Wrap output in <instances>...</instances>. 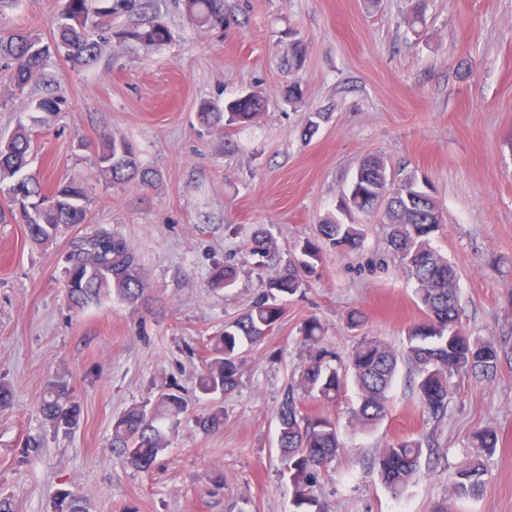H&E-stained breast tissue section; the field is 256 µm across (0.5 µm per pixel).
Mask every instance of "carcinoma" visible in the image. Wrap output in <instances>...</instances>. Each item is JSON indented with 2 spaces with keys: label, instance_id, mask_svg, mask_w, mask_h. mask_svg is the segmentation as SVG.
Segmentation results:
<instances>
[{
  "label": "carcinoma",
  "instance_id": "carcinoma-1",
  "mask_svg": "<svg viewBox=\"0 0 512 512\" xmlns=\"http://www.w3.org/2000/svg\"><path fill=\"white\" fill-rule=\"evenodd\" d=\"M101 2L67 0L50 44L34 31L0 32V64L9 71L16 91L22 93L41 79L45 58L52 48L76 65H94L104 47L95 34L108 29V18L114 14L140 16L135 26L116 32L120 40L146 47L168 41L167 26L151 15L152 0H107V6ZM183 2L190 21L201 27H224V0ZM264 108L265 101L252 93L245 99H228L222 108L204 106L198 119L223 130L253 121ZM30 150L31 141L23 132L0 139V185L8 183L7 193L11 194V203L0 208V223L22 224L27 238L43 244L53 241L61 227L87 222V196L82 187L65 181L57 183L51 195L44 194L41 180L34 174L23 173ZM98 164L114 184L136 181L148 186L155 177L153 171L142 166L129 141L111 135L103 137ZM384 172L386 166L381 158H364L351 181L353 185L359 184L361 197L354 198L351 205L339 206V211L348 218L376 213L379 207L374 197L381 190L398 198L383 212L385 223L390 226L388 243L414 280L424 318L408 328L404 353L374 336H362L345 362L322 346L324 331L319 321L311 318L305 323L301 333L309 347L308 360L300 369L297 384L284 390L275 413L277 448L286 462L291 489V512H321L318 488L322 471L342 450L336 419L307 412L304 398L334 402L351 384L357 393L355 423L361 428L373 427L388 416V392L400 360L405 358L415 367L420 403L433 418L439 419L448 408L450 376L490 378L500 361L495 344L472 338L458 325V271L432 245L443 223L435 197L427 192L423 204L411 206L402 189L389 187L380 180ZM317 231L330 245L344 251L357 249L362 240L361 229L352 221H328L318 225ZM249 254L257 268H271L274 274L262 281L261 292L250 308L226 322L224 331L209 340L207 357L196 377V388L208 400L237 388L242 353L273 330L283 314L281 302L305 286L304 273L322 260L320 246L307 240L300 246V259L281 264L277 244L264 227L254 231ZM236 274L231 264L218 266L211 274L212 284L230 286ZM64 286L68 301L76 310L113 294L133 303L148 292L136 252L122 235L105 226L70 242ZM186 411L187 401L180 386L173 383L152 406L135 405L122 413L112 424L111 445L120 451L127 465L147 471L169 448V432ZM39 413L44 423L56 430H72L81 420V407L61 380L47 385ZM195 423L205 432L218 430L224 426V410L214 405L196 417ZM496 446L497 435L493 430L482 429L472 434L474 452L457 470L451 495L479 496L485 475L482 457L493 453ZM422 453L423 443L414 439L395 441L380 450L375 464L393 493H400L416 476ZM55 501V512H85L78 497L63 494Z\"/></svg>",
  "mask_w": 512,
  "mask_h": 512
}]
</instances>
